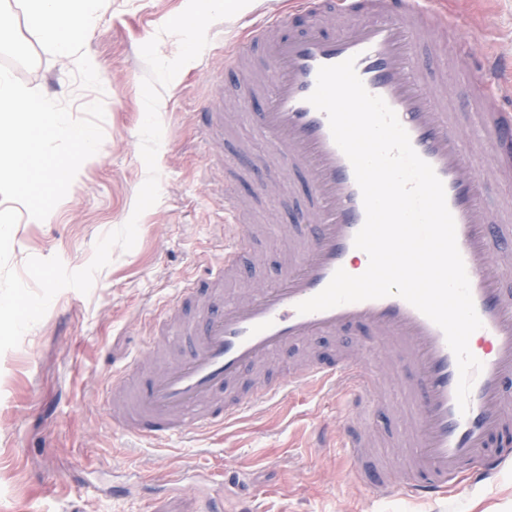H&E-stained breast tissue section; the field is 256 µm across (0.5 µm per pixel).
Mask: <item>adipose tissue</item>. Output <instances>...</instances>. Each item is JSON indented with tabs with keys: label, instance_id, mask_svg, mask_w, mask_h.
<instances>
[{
	"label": "adipose tissue",
	"instance_id": "obj_1",
	"mask_svg": "<svg viewBox=\"0 0 512 512\" xmlns=\"http://www.w3.org/2000/svg\"><path fill=\"white\" fill-rule=\"evenodd\" d=\"M23 7L43 44L67 58L76 35L94 27L101 0H23Z\"/></svg>",
	"mask_w": 512,
	"mask_h": 512
}]
</instances>
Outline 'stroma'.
<instances>
[{"instance_id":"35a3bbf8","label":"stroma","mask_w":512,"mask_h":512,"mask_svg":"<svg viewBox=\"0 0 512 512\" xmlns=\"http://www.w3.org/2000/svg\"><path fill=\"white\" fill-rule=\"evenodd\" d=\"M9 4L37 55L35 68L14 67V75L66 103L72 117L97 100L105 108L104 140L52 218L36 223L20 214L12 233L10 265L17 272L31 256L59 257L75 271L92 260L98 239L133 212L147 176L140 155L146 73L140 47L158 38L160 56L173 59L179 42L159 29L187 0H102L96 25L77 45L78 54L95 62L92 75L42 44L19 0ZM440 7L466 24L443 37L441 53L420 48L430 77H440L444 56L472 40L501 62L512 60V0H440ZM246 33L243 24L213 23L200 56L162 89L160 197L141 215L133 249H113L89 294L60 291L19 346L0 355V512H151L161 490L138 476L160 461L170 469L198 464L224 474L229 498L259 496L263 512H361L364 491L343 479L346 450L312 446L316 422L336 412L335 401L316 392L293 395L194 442H140L112 427L113 375L144 350L150 313L200 278L224 247L226 171H234L236 191L252 192L250 168L265 144L250 113H241L217 145L195 123L207 95L202 73L225 87L241 84L240 75L225 70L224 47ZM240 140L250 143L251 156L236 158ZM116 482L129 486L128 496L111 499ZM477 502L489 512H512V468L491 484L451 495L447 512H474Z\"/></svg>"}]
</instances>
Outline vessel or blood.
Segmentation results:
<instances>
[{
	"label": "vessel or blood",
	"mask_w": 512,
	"mask_h": 512,
	"mask_svg": "<svg viewBox=\"0 0 512 512\" xmlns=\"http://www.w3.org/2000/svg\"><path fill=\"white\" fill-rule=\"evenodd\" d=\"M335 29V36L322 31ZM459 19L431 0H296L292 11L271 7L266 21L236 42L226 63L248 74L234 100L251 113L270 150L257 195L278 193L293 176L307 188L308 204L296 223L280 225L286 248L264 286H241L253 243L249 202L226 195L224 256L204 281L188 282L152 318L148 348L152 370L127 365L109 395L112 425L138 439L190 440L224 429L254 408L272 407L314 390L341 401L334 421L317 425V445L342 440L346 474L368 498L438 503L460 479L496 480L512 452L493 438L512 426V249L495 239L512 223V197L483 205L490 189L512 182V88L501 63L470 47L444 64L455 93L477 107L479 119L460 129L441 88L429 83L417 50L437 44ZM354 59L366 89L382 97L409 134L416 153L444 184L457 244L483 322L469 339L483 364L467 412L456 400L459 370L443 331L399 296L298 313L296 306L321 292L337 269L352 275L368 267L354 237L365 221L353 167L335 144L329 121L308 101L321 66ZM225 95L210 91L198 120L209 138L224 131ZM487 152L489 161L469 160ZM366 340L340 346L329 360L316 358L321 337ZM398 386L394 403L387 391ZM388 411L396 424L389 460L365 470L380 437L367 422ZM164 500L192 487L197 512L224 509V482L206 468L166 472Z\"/></svg>",
	"instance_id": "1"
}]
</instances>
